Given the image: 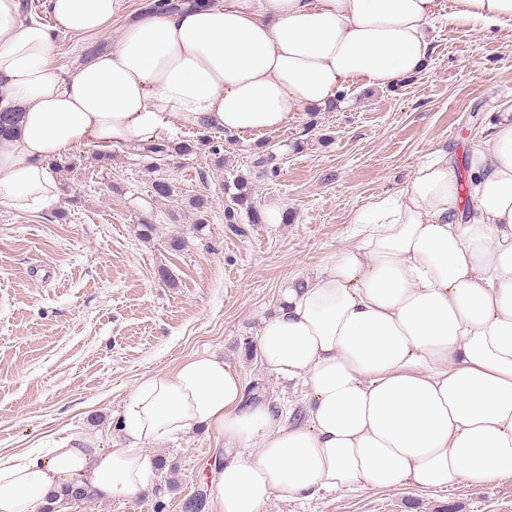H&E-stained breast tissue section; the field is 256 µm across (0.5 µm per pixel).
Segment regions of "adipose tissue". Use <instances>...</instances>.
<instances>
[{
	"label": "adipose tissue",
	"instance_id": "adipose-tissue-1",
	"mask_svg": "<svg viewBox=\"0 0 512 512\" xmlns=\"http://www.w3.org/2000/svg\"><path fill=\"white\" fill-rule=\"evenodd\" d=\"M62 31L98 34L122 0H45ZM454 18L494 26L512 0H454ZM435 0H211L131 22L112 48L65 70L50 31L0 0V204L37 211L71 148L150 145L182 127L277 131L324 110L354 80L380 89L429 60ZM475 213L462 218L460 185ZM355 244L288 289L257 336L263 368L307 390L302 416L247 400L240 373L197 354L143 380L122 414L132 447L93 434L0 454V512H43L81 487L105 502L149 484L148 445L199 429L232 453L214 512H262L271 496L412 486L446 490L512 475V113L467 175L447 152L401 195L356 212Z\"/></svg>",
	"mask_w": 512,
	"mask_h": 512
}]
</instances>
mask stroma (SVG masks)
I'll return each instance as SVG.
<instances>
[{
	"mask_svg": "<svg viewBox=\"0 0 512 512\" xmlns=\"http://www.w3.org/2000/svg\"><path fill=\"white\" fill-rule=\"evenodd\" d=\"M147 0H126L99 37L57 33L54 59L83 63L95 43L111 44ZM454 0H436L432 53L415 76L385 89L355 82L330 112H301L287 128L225 137V169L247 179L263 214L224 222L221 176L201 184L207 155L171 158L161 171L171 200L150 191L153 176L139 146L94 161L95 146L68 151L77 168L60 173L66 195L27 212L0 204V452L54 447L93 433L100 447L128 445L120 414L137 385L172 373L185 358L214 353L242 375L249 395L301 406L306 389L265 371L256 338L285 290L312 277L352 244L361 207L398 197L418 165L445 149L467 169L473 149L489 148V127L512 99V20L487 29L452 17ZM280 158L277 174L259 176L261 147ZM206 192L209 224L196 232L181 209ZM156 226L138 236L140 221ZM184 239L170 249L171 237ZM155 470L135 499L94 500L69 512H184L213 481L224 443L197 431L149 446ZM264 512H512V476L447 491L404 486L324 491L311 501L271 497Z\"/></svg>",
	"mask_w": 512,
	"mask_h": 512,
	"instance_id": "1",
	"label": "stroma"
}]
</instances>
